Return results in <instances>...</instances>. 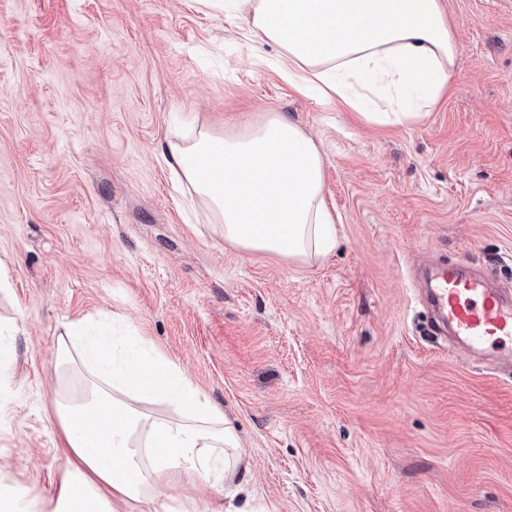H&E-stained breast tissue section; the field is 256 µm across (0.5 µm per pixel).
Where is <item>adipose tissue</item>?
<instances>
[{
  "mask_svg": "<svg viewBox=\"0 0 512 512\" xmlns=\"http://www.w3.org/2000/svg\"><path fill=\"white\" fill-rule=\"evenodd\" d=\"M245 17L253 37L278 47L282 74L299 88L377 124L423 117L448 86L455 44L441 0H206ZM167 163L223 225L226 241L293 260L336 245L324 197V160L311 137L276 112L261 121L208 128L169 143ZM80 363L85 396L56 412L71 468L47 507L40 493L0 488V512H118L146 501L155 512H199L200 499L223 490L225 512L245 494L248 472L234 430L179 367L138 336L123 347L84 327L65 332L57 363ZM170 403L155 416L138 400ZM100 428H91L90 418ZM190 481L193 496L168 504L169 485Z\"/></svg>",
  "mask_w": 512,
  "mask_h": 512,
  "instance_id": "adipose-tissue-1",
  "label": "adipose tissue"
}]
</instances>
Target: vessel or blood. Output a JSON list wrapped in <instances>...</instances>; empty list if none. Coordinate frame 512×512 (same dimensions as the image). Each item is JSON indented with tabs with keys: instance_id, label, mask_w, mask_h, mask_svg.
I'll return each mask as SVG.
<instances>
[{
	"instance_id": "vessel-or-blood-1",
	"label": "vessel or blood",
	"mask_w": 512,
	"mask_h": 512,
	"mask_svg": "<svg viewBox=\"0 0 512 512\" xmlns=\"http://www.w3.org/2000/svg\"><path fill=\"white\" fill-rule=\"evenodd\" d=\"M429 301L472 354H489L512 368V291L480 274L439 266L429 278Z\"/></svg>"
}]
</instances>
